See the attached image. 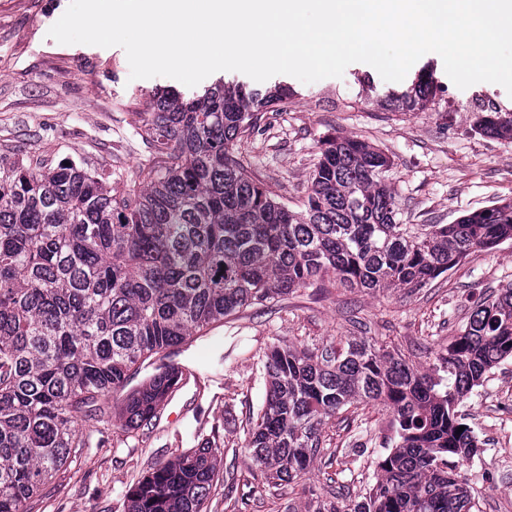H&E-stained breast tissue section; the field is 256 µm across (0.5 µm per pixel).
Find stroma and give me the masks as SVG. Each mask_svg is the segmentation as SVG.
<instances>
[{
	"label": "stroma",
	"mask_w": 512,
	"mask_h": 512,
	"mask_svg": "<svg viewBox=\"0 0 512 512\" xmlns=\"http://www.w3.org/2000/svg\"><path fill=\"white\" fill-rule=\"evenodd\" d=\"M69 0H0V155L39 154L53 162L112 161L121 180L152 163L142 114L159 90L178 88L167 77L130 79L118 46L64 45L50 27ZM444 91L426 111L381 107L391 87L370 65L350 64L342 77L305 84L285 76L295 97L269 113L236 155L281 204L296 209L305 198L329 133L357 137L388 155L387 172L403 224H451L459 217L512 200V142L483 135L484 106L512 112V96L498 84L461 89L441 57L423 55ZM512 288V241L472 251L425 287L374 294L356 288H301L254 305L215 325L178 361L191 375L169 397L159 418L129 437L111 419L98 423L88 448L63 468L30 512H127L126 492L157 464L216 435L220 482L207 512H310L315 501L358 500L380 475L379 459L393 436L391 415L379 404L339 410L322 431V448L308 472L274 486L245 466L244 431L261 406L260 360L272 347L345 348L367 340L430 372L476 303ZM481 443L457 472L479 512H512V361L493 369L461 405Z\"/></svg>",
	"instance_id": "1"
}]
</instances>
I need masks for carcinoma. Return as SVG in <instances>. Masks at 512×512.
<instances>
[{
  "label": "carcinoma",
  "mask_w": 512,
  "mask_h": 512,
  "mask_svg": "<svg viewBox=\"0 0 512 512\" xmlns=\"http://www.w3.org/2000/svg\"><path fill=\"white\" fill-rule=\"evenodd\" d=\"M440 91L423 70L387 106L424 109ZM288 97L281 84L162 92L143 117L152 165L122 188L106 160L0 161V512H29L89 444L90 422L110 414L129 435L157 418L185 372L173 349L241 308L330 274L371 293L422 288L472 250L512 240V201L453 224L400 223L390 159L345 135L320 140L303 211L277 202L235 148ZM479 127L511 141L512 113ZM510 358L511 288L477 303L432 374L366 340L275 347L261 360L266 392L247 457L268 482L290 484L337 410L375 402L395 432L380 478L363 500L313 512H472L452 459L473 458L478 439L458 405ZM219 455L207 438L156 466L128 489V512H203Z\"/></svg>",
  "instance_id": "obj_1"
}]
</instances>
